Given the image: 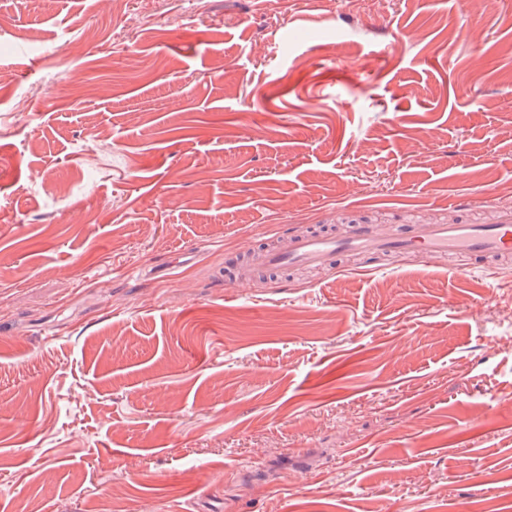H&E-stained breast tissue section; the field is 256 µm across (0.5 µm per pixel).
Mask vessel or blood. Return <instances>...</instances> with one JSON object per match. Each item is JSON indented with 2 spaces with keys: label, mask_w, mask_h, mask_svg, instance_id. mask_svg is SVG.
<instances>
[{
  "label": "vessel or blood",
  "mask_w": 512,
  "mask_h": 512,
  "mask_svg": "<svg viewBox=\"0 0 512 512\" xmlns=\"http://www.w3.org/2000/svg\"><path fill=\"white\" fill-rule=\"evenodd\" d=\"M417 252L438 259L459 258L463 272L497 266L503 257H512V208L500 207L492 223L397 224L379 229L370 224H348L342 233H296L288 245L258 247L248 254L247 264L234 265L239 281L249 283L269 271L335 266L346 254L390 255Z\"/></svg>",
  "instance_id": "1"
}]
</instances>
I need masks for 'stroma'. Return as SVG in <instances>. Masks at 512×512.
I'll return each instance as SVG.
<instances>
[{"mask_svg": "<svg viewBox=\"0 0 512 512\" xmlns=\"http://www.w3.org/2000/svg\"><path fill=\"white\" fill-rule=\"evenodd\" d=\"M512 207V0H0V512H512V266L224 275Z\"/></svg>", "mask_w": 512, "mask_h": 512, "instance_id": "35a3bbf8", "label": "stroma"}]
</instances>
